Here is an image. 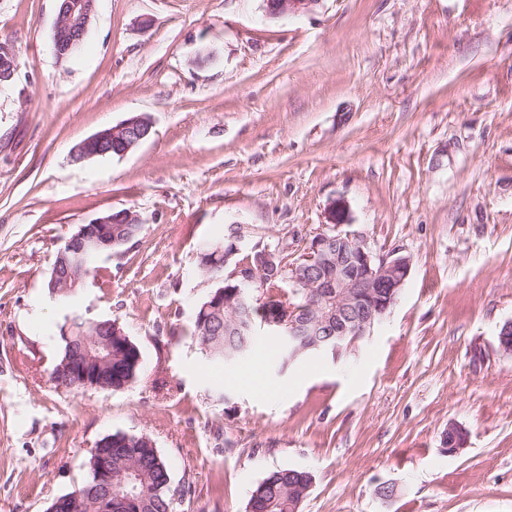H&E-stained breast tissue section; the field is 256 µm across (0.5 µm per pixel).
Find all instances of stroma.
<instances>
[{"label":"stroma","instance_id":"35a3bbf8","mask_svg":"<svg viewBox=\"0 0 512 512\" xmlns=\"http://www.w3.org/2000/svg\"><path fill=\"white\" fill-rule=\"evenodd\" d=\"M58 0H0L17 70L0 88V512H46L90 448L152 438L174 512H246L271 469L310 471L300 512H512V0H97L78 53ZM145 113L151 137L76 164L72 147ZM344 199L379 255L410 256L397 303L340 357L233 366L191 335L217 285L201 246L229 224L296 251ZM135 211L71 310L119 323L142 376L56 387L65 312L46 282L98 216ZM258 370L277 390L240 383ZM468 433L448 453L449 425ZM397 494L381 499L379 487ZM266 11L273 17L298 16L311 11L318 0H265Z\"/></svg>","mask_w":512,"mask_h":512}]
</instances>
